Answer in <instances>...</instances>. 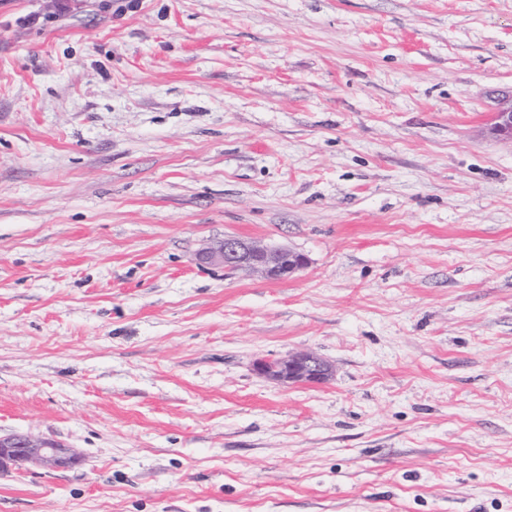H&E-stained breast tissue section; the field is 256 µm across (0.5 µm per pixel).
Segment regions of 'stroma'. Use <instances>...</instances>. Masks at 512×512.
I'll list each match as a JSON object with an SVG mask.
<instances>
[{
	"mask_svg": "<svg viewBox=\"0 0 512 512\" xmlns=\"http://www.w3.org/2000/svg\"><path fill=\"white\" fill-rule=\"evenodd\" d=\"M510 100L512 0H0V512H512ZM197 261L206 265H221L229 271L259 273L273 280H288L307 266V258L281 246L265 245L235 236L207 246L197 254ZM254 369L262 377L280 385L320 384L331 374L328 362L307 352L281 358L259 357L254 362ZM80 456L54 440L30 435L0 436V471L26 469L36 465L48 470L67 469L76 465Z\"/></svg>",
	"mask_w": 512,
	"mask_h": 512,
	"instance_id": "stroma-1",
	"label": "stroma"
}]
</instances>
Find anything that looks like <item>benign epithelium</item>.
<instances>
[{
  "label": "benign epithelium",
  "mask_w": 512,
  "mask_h": 512,
  "mask_svg": "<svg viewBox=\"0 0 512 512\" xmlns=\"http://www.w3.org/2000/svg\"><path fill=\"white\" fill-rule=\"evenodd\" d=\"M494 132L512 138V102L498 109ZM197 261L221 265L229 271L255 272L273 281L287 280L307 266V258L300 253L235 236H226L203 248L197 254ZM254 369L280 385L320 384L331 374L328 362L307 352L281 358L259 357ZM79 461L80 456L73 449L51 439L23 434L0 436V471L22 470L30 465L48 470L67 469Z\"/></svg>",
  "instance_id": "1"
}]
</instances>
